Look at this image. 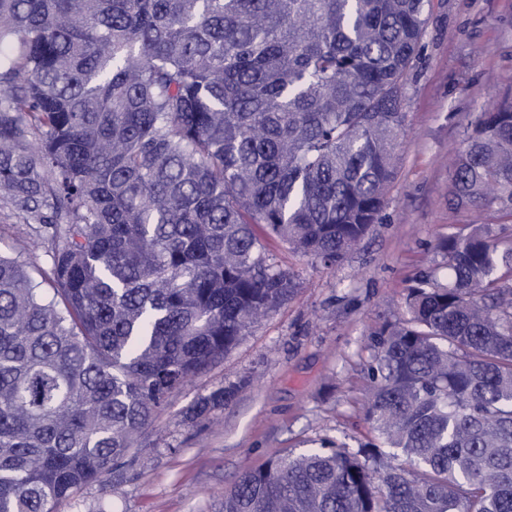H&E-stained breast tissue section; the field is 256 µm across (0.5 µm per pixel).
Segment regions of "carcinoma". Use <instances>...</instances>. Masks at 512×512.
Segmentation results:
<instances>
[{
  "instance_id": "1",
  "label": "carcinoma",
  "mask_w": 512,
  "mask_h": 512,
  "mask_svg": "<svg viewBox=\"0 0 512 512\" xmlns=\"http://www.w3.org/2000/svg\"><path fill=\"white\" fill-rule=\"evenodd\" d=\"M430 2L0 0V201L55 295L0 253V512L124 478L172 394L292 293L255 227L326 265L363 240ZM448 204L512 218V97L468 122ZM437 248L448 277L372 333L377 442L246 468L223 512H512V245ZM23 262L25 263L26 269L32 278H34L36 282L41 283L40 288H42L44 297L48 300L51 299L53 291L51 290L48 280H46L44 276L48 270V261L44 254L37 248L33 247L24 256Z\"/></svg>"
}]
</instances>
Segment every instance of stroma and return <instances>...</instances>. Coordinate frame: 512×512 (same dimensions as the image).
Wrapping results in <instances>:
<instances>
[{
    "instance_id": "obj_1",
    "label": "stroma",
    "mask_w": 512,
    "mask_h": 512,
    "mask_svg": "<svg viewBox=\"0 0 512 512\" xmlns=\"http://www.w3.org/2000/svg\"><path fill=\"white\" fill-rule=\"evenodd\" d=\"M407 89L397 175L377 224L335 265L265 239L294 292L252 325L222 361L186 382L146 429L139 458L120 484L96 482L57 512H219L245 468L321 440L366 442V367L371 335L405 318L410 278L443 264L437 241L489 225L492 211L451 208L448 163L476 114L512 96V0H432ZM224 408L193 421L187 409L220 388Z\"/></svg>"
}]
</instances>
